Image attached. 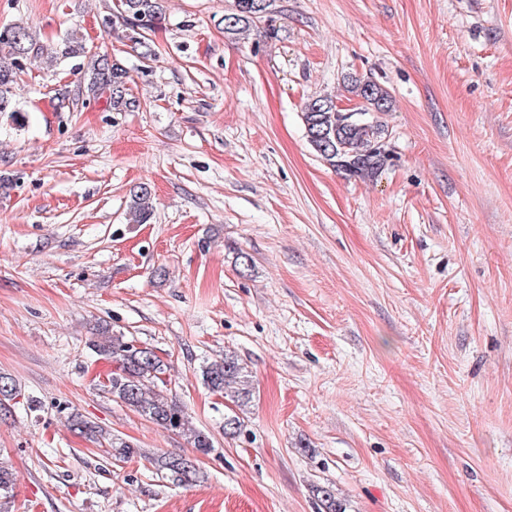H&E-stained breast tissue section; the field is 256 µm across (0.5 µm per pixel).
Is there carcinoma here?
Listing matches in <instances>:
<instances>
[{
	"instance_id": "cac0c4a2",
	"label": "carcinoma",
	"mask_w": 512,
	"mask_h": 512,
	"mask_svg": "<svg viewBox=\"0 0 512 512\" xmlns=\"http://www.w3.org/2000/svg\"><path fill=\"white\" fill-rule=\"evenodd\" d=\"M112 26H121L134 33L132 41L140 49L139 57L149 61L155 57L152 43L145 33L159 28L165 21L163 0H117ZM272 0H236L235 12L224 16V33L235 38L250 30L269 13ZM87 56L83 33L73 28L57 40L40 41L24 25L0 29V117L6 115L20 123L21 109L14 99V88L28 65L36 62L42 69L54 72L65 63H72L80 75V89L88 98L104 100L108 112H128L135 107L130 93V71L118 58L107 53L95 54L90 63L79 59ZM345 88L353 98L363 102L366 112L375 116L347 121L336 111V103L328 97H316L305 105L302 122L307 141L321 159L336 171L350 177L372 178L384 167L389 155L386 149L387 129L380 115L391 111L390 92L372 79L346 77ZM129 222L148 223L154 212L151 187L140 183L130 189ZM88 348L112 363L113 369L101 387L131 410L164 429L187 437L193 448L207 454L213 448L208 434L190 424L183 408L166 392L156 388L168 366L148 347H137L115 336L106 326L98 327ZM206 387L230 397L238 407L252 399V386L245 367L238 358L224 354L220 360L201 366ZM21 396L14 379L0 373V420L12 415ZM245 427L244 418L233 413L224 416V434L239 436ZM70 428L97 442L108 445L112 459L125 462L140 453L130 441L110 433L99 424L77 414L70 416ZM157 471L179 482L199 478L193 460L183 456H158L153 459ZM14 484L12 470L0 462V499L10 497Z\"/></svg>"
}]
</instances>
